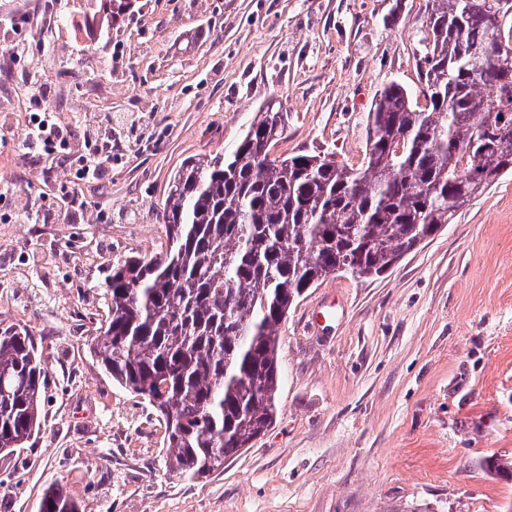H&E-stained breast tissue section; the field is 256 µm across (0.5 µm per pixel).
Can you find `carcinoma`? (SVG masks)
Returning a JSON list of instances; mask_svg holds the SVG:
<instances>
[{"label":"carcinoma","mask_w":512,"mask_h":512,"mask_svg":"<svg viewBox=\"0 0 512 512\" xmlns=\"http://www.w3.org/2000/svg\"><path fill=\"white\" fill-rule=\"evenodd\" d=\"M415 94L385 86L368 116L364 164L326 155L265 162L287 113L266 106L236 149L186 161L163 208L167 245L112 265L108 315L90 351L112 382L165 424V470H224L273 423L277 330L324 280L379 277L512 174V13L497 0H428ZM47 368L34 338L0 328V453L40 426ZM482 469L512 478V459ZM39 512H79L59 486Z\"/></svg>","instance_id":"1"}]
</instances>
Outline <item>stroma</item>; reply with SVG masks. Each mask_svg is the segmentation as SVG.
Instances as JSON below:
<instances>
[{"label":"stroma","instance_id":"obj_1","mask_svg":"<svg viewBox=\"0 0 512 512\" xmlns=\"http://www.w3.org/2000/svg\"><path fill=\"white\" fill-rule=\"evenodd\" d=\"M0 11L11 52L57 74L59 123L121 141L82 207L31 224L0 202V327L29 330L48 369L41 426L0 454V512H36L62 484L81 512H505L512 480V174L382 277L309 289L281 324L275 423L209 480L170 477L164 426L88 344L112 264L166 246L162 207L191 156L231 153L268 103L288 114L278 155L360 164L390 82L418 86L427 0H134L87 37L88 0ZM24 76L0 67V190L52 204L68 168L34 158Z\"/></svg>","mask_w":512,"mask_h":512}]
</instances>
